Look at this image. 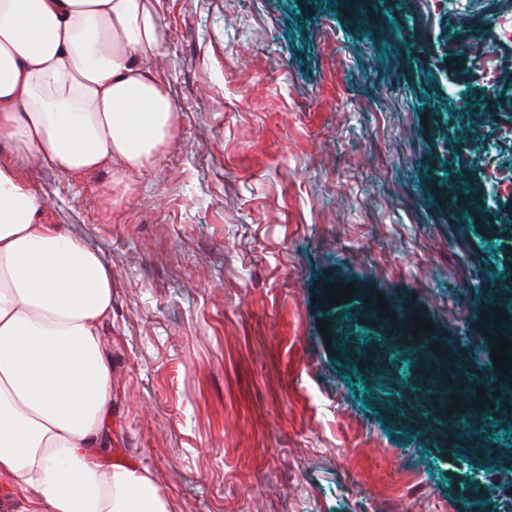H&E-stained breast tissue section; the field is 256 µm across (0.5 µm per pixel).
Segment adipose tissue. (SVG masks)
Listing matches in <instances>:
<instances>
[{"label": "adipose tissue", "mask_w": 512, "mask_h": 512, "mask_svg": "<svg viewBox=\"0 0 512 512\" xmlns=\"http://www.w3.org/2000/svg\"><path fill=\"white\" fill-rule=\"evenodd\" d=\"M164 37L153 0H0V146L73 178L146 169L175 131L143 65ZM44 208L0 163V481L17 512H174L148 467L101 459L112 270Z\"/></svg>", "instance_id": "adipose-tissue-1"}]
</instances>
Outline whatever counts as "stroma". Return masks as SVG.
I'll return each instance as SVG.
<instances>
[{
    "mask_svg": "<svg viewBox=\"0 0 512 512\" xmlns=\"http://www.w3.org/2000/svg\"><path fill=\"white\" fill-rule=\"evenodd\" d=\"M155 8L157 161L20 166L112 269L107 459L176 512H512V0Z\"/></svg>",
    "mask_w": 512,
    "mask_h": 512,
    "instance_id": "stroma-1",
    "label": "stroma"
}]
</instances>
